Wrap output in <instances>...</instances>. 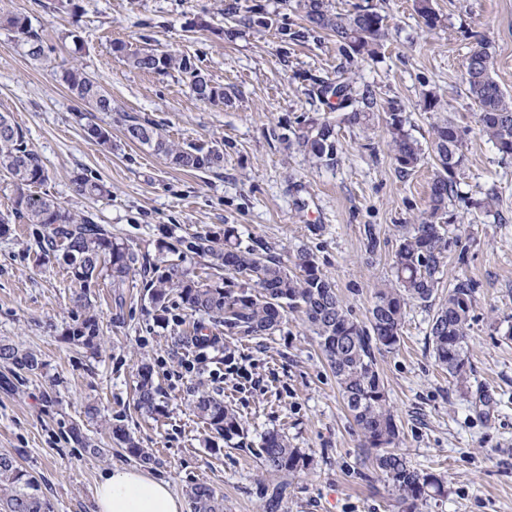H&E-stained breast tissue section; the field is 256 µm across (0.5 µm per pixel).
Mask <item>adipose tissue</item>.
I'll list each match as a JSON object with an SVG mask.
<instances>
[{"label": "adipose tissue", "mask_w": 512, "mask_h": 512, "mask_svg": "<svg viewBox=\"0 0 512 512\" xmlns=\"http://www.w3.org/2000/svg\"><path fill=\"white\" fill-rule=\"evenodd\" d=\"M95 512H184V504L167 482L137 468L116 466L98 480Z\"/></svg>", "instance_id": "1"}]
</instances>
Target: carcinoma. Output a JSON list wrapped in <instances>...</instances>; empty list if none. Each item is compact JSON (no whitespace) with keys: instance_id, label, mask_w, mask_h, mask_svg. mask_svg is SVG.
Returning a JSON list of instances; mask_svg holds the SVG:
<instances>
[{"instance_id":"1","label":"carcinoma","mask_w":512,"mask_h":512,"mask_svg":"<svg viewBox=\"0 0 512 512\" xmlns=\"http://www.w3.org/2000/svg\"><path fill=\"white\" fill-rule=\"evenodd\" d=\"M311 29L330 31L362 58H372L381 45L387 27L386 16L375 8L359 6L352 14L333 13L326 0H300ZM415 11L423 26L435 29L440 18L431 0H415ZM0 26L14 32L33 60L45 57L42 34L19 14H1ZM113 52L126 55L135 69L146 72L177 71L189 80L195 97L208 103L224 102V87L211 81L191 57L177 56L153 48L131 53L123 42L113 43ZM493 59L488 43L477 38L465 61L468 93L475 101L479 132L493 142L502 157L512 158V96L505 94L492 76ZM68 90L95 112H112V96L83 69L73 67L63 75ZM320 94L334 96L347 108L356 102L350 84L336 79L321 86ZM124 132L128 140L146 145L176 168L210 171L224 163V152L215 144L167 139L152 120L126 114ZM392 152L397 167L409 172L425 157L422 145L402 128L398 115L391 114ZM336 125L327 118L312 119L298 135L301 151L318 162L332 159L336 147ZM464 131L446 120L432 127L430 153L437 171L430 184L429 208L418 224L397 226L399 244L394 254L395 282L376 289L368 322L360 324L341 304L334 283L320 269L315 256L299 249L285 263L263 243L242 246L232 227L224 229V244L207 235L179 241L181 252L209 258L216 269L236 275L237 282L201 280L195 272L175 263L163 266L128 245L112 240V235L89 214L80 215L55 198L34 190L48 179L41 156L26 140L22 127L10 115L0 113V171L7 173L18 187L9 214L0 215V235L10 232L19 219L34 226L33 234L45 256H62L72 275L86 287L101 276L109 279L114 292L129 287L132 277L142 274L154 316L168 321V300L177 294L182 306L202 319L186 338L199 344L209 338L206 324L222 326L242 337L266 336L278 330L286 313L303 315L316 336L322 353L336 377L342 398L354 423L364 437V446L376 450L375 466L388 488L398 496L402 512H419L428 499L445 492L442 477L415 468L407 456L396 449L399 428L387 403L384 384L376 366L375 353L395 350L401 338L407 307L430 308L435 300L441 268L454 239L442 224L448 200L453 197L452 174L461 163ZM79 195L102 192V186L84 173L73 179ZM476 283L469 278L456 280L448 295L432 315L428 333L436 361L448 376L462 384L470 371L469 329ZM96 315L88 312L71 328L70 339L82 344L98 336ZM0 362L10 366L13 376L32 373L40 363L8 343H0ZM158 389L149 366L141 368L137 387V407L147 413L158 412ZM198 415L226 441L244 431L241 419L224 400L201 392L194 401ZM112 443L125 457L142 463L151 460L120 419L108 423ZM263 465L271 480L261 492V512H284V483L281 478L295 476L310 465V458L293 448L280 433L268 434L262 443ZM193 512H224V497L206 483L190 488ZM0 512H44L39 480L23 470L17 461L0 454Z\"/></svg>"}]
</instances>
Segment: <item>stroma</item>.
<instances>
[{"instance_id":"stroma-1","label":"stroma","mask_w":512,"mask_h":512,"mask_svg":"<svg viewBox=\"0 0 512 512\" xmlns=\"http://www.w3.org/2000/svg\"><path fill=\"white\" fill-rule=\"evenodd\" d=\"M228 0H0V10L25 16L42 31L45 60L24 52L14 32L0 28V113L24 129L42 157L45 191L62 205L93 214L113 239L150 259L211 270L206 259L167 251L192 234L220 237L234 227L243 244L258 241L280 257L305 248L336 285L353 320L369 315L376 288L393 278L398 246L393 227L416 224L428 205L433 159L401 173L390 151L391 115L404 131L429 144L432 125L448 119L465 132L455 195L445 220L458 244L442 268L440 293L456 279L476 282L465 384L448 378L428 346L431 312L406 311L399 347L376 364L400 429L399 448L414 467L443 475L446 493L421 512H512V158L478 132L477 106L467 92L464 63L472 35L490 45L493 76L512 95V0H432L440 17L426 31L414 0H329L333 11L372 5L387 18L374 58L361 59L326 33L307 32L298 0H237L240 14L258 9L272 24L238 27L224 15ZM236 28L234 37L226 29ZM299 32L282 40L281 30ZM151 47L184 54L223 85L226 104L193 96L178 72L132 68L112 50ZM80 65L112 96V114L89 111L62 79ZM345 71L353 89H369V130L336 128L333 161L317 163L283 141L301 122L329 117L335 99L320 82ZM438 109H428L430 99ZM139 114L176 142L219 145L220 168L183 171L151 148L126 139L122 117ZM95 122L110 144L89 138ZM89 172L104 194L81 197L77 173ZM493 198L491 210L479 202ZM377 239L368 250V236ZM80 285L60 260L45 258L32 227L16 223L0 237V341L35 354L42 364L16 386L0 364V453L37 477L49 512H93L102 472L127 459L113 449L107 423L121 417L152 456L145 472L167 481L179 497L199 482L224 496V512H259L268 476L262 468L266 433H286L311 466L290 479L286 512H401L398 498L373 468L374 449L349 417L336 379L298 315L281 332L246 340L217 331L204 375H181L198 347L186 344L194 319L170 298L172 320L157 323L141 276L122 297L107 278L88 295L98 316L93 345L70 340L84 314L71 300ZM252 364L257 386L239 383L227 357ZM152 367L161 413L134 406L137 373ZM224 399L244 433L216 437L193 410L196 392ZM79 426L90 442L69 439Z\"/></svg>"}]
</instances>
